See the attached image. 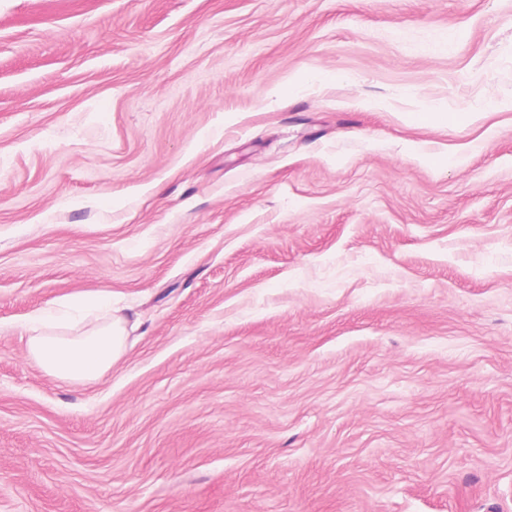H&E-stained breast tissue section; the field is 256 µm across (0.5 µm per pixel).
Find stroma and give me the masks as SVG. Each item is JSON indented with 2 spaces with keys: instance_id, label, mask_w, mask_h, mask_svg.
I'll use <instances>...</instances> for the list:
<instances>
[{
  "instance_id": "obj_1",
  "label": "stroma",
  "mask_w": 512,
  "mask_h": 512,
  "mask_svg": "<svg viewBox=\"0 0 512 512\" xmlns=\"http://www.w3.org/2000/svg\"><path fill=\"white\" fill-rule=\"evenodd\" d=\"M0 512H512V0H0ZM83 326L76 333L50 331L58 327L47 308L29 317L30 359L49 377L70 383H92L105 376L127 350L128 318L100 295L83 308Z\"/></svg>"
}]
</instances>
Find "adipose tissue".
<instances>
[{"label": "adipose tissue", "mask_w": 512, "mask_h": 512, "mask_svg": "<svg viewBox=\"0 0 512 512\" xmlns=\"http://www.w3.org/2000/svg\"><path fill=\"white\" fill-rule=\"evenodd\" d=\"M77 333L57 331L49 309L29 317L30 359L49 377L70 383H92L105 376L127 350V316L113 309L108 296L87 303Z\"/></svg>", "instance_id": "obj_1"}]
</instances>
